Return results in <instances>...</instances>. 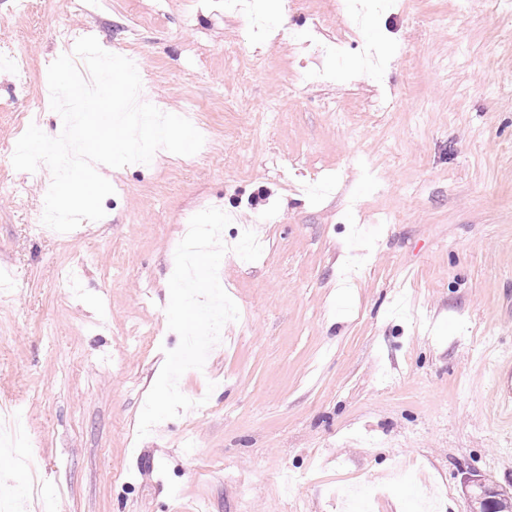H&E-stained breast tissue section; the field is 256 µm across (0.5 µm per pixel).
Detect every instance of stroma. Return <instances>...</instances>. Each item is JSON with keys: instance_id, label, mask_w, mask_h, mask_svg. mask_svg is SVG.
Masks as SVG:
<instances>
[{"instance_id": "1", "label": "stroma", "mask_w": 512, "mask_h": 512, "mask_svg": "<svg viewBox=\"0 0 512 512\" xmlns=\"http://www.w3.org/2000/svg\"><path fill=\"white\" fill-rule=\"evenodd\" d=\"M0 0V406L24 418L0 494L29 512H471L465 473L512 485V0ZM287 26H279L280 15ZM138 53L146 100L204 144L98 172L106 215L44 232L47 166L15 170L62 35ZM342 37L339 54L322 45ZM390 70L389 81L376 77ZM265 190L259 216L249 197ZM259 226L224 255L238 320L194 403L138 438L166 351L184 218ZM495 394L500 407L512 413V363L507 369L499 367L495 376Z\"/></svg>"}]
</instances>
